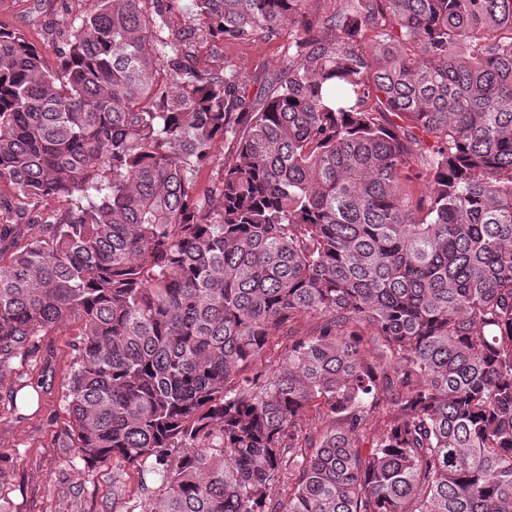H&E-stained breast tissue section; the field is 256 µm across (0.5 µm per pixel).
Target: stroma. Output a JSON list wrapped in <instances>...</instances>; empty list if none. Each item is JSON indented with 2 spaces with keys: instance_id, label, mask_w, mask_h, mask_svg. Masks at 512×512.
Listing matches in <instances>:
<instances>
[{
  "instance_id": "stroma-1",
  "label": "stroma",
  "mask_w": 512,
  "mask_h": 512,
  "mask_svg": "<svg viewBox=\"0 0 512 512\" xmlns=\"http://www.w3.org/2000/svg\"><path fill=\"white\" fill-rule=\"evenodd\" d=\"M95 0H0V25L24 33L50 69L60 63L59 31L93 11ZM300 36L295 28L251 40L197 44L191 60L199 69H226L244 75L247 106L262 102L269 87L288 70ZM82 325L71 321L38 336L11 372L0 376V512H126L159 484L121 463L75 479L66 447L71 416L64 399L75 366ZM37 387L33 406H16L21 385Z\"/></svg>"
}]
</instances>
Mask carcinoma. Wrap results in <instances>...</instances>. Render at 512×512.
<instances>
[{"instance_id": "cac0c4a2", "label": "carcinoma", "mask_w": 512, "mask_h": 512, "mask_svg": "<svg viewBox=\"0 0 512 512\" xmlns=\"http://www.w3.org/2000/svg\"><path fill=\"white\" fill-rule=\"evenodd\" d=\"M96 2L55 70L0 28V375L82 323L76 473L159 476L139 512H512V0H340L333 38L304 0ZM287 23L255 110L190 64ZM232 146L228 142H217L212 149V157L204 167H202L196 178L197 188L199 191H204L209 185L211 180L221 170L224 160L230 156Z\"/></svg>"}]
</instances>
